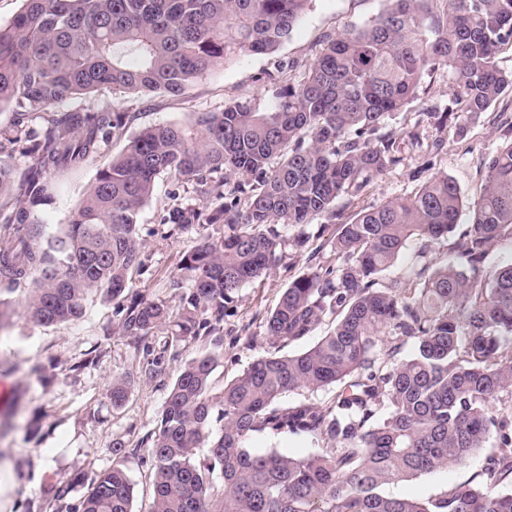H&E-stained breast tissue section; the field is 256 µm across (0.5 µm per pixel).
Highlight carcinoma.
I'll use <instances>...</instances> for the list:
<instances>
[{
    "label": "carcinoma",
    "mask_w": 512,
    "mask_h": 512,
    "mask_svg": "<svg viewBox=\"0 0 512 512\" xmlns=\"http://www.w3.org/2000/svg\"><path fill=\"white\" fill-rule=\"evenodd\" d=\"M439 2L432 8L430 3ZM309 0H23L0 25V156L23 150L19 179L0 159V294L25 293L42 326L81 320L92 295L116 300L112 334L152 356L144 375L165 372L152 337L171 342L224 330L225 305L260 278L286 245L276 225H336L307 270L284 290L264 324L272 347L333 330L308 350L271 353L213 392L214 359L182 365L155 431L148 512H512V265L484 260L512 242V142L486 166L481 193L464 203L457 183L434 174L414 194L362 207L342 220L338 202L366 187L418 147V132L388 128L419 96L422 75L448 70L452 98L418 113L438 131L464 128L512 87L499 50L512 45V0H390L358 30L327 36L302 80L260 111L248 101L199 112L190 124L142 129L99 172L67 224L44 235L35 212L73 170L123 134L126 113L60 106L102 86L114 91L184 93L212 71L282 44ZM166 173L194 196L167 211L180 233L205 226L172 278V307L133 292L145 269L139 215ZM468 207L452 264L383 279L411 238L423 247L448 238ZM416 351L400 359L402 345ZM135 383L116 374L106 398L123 406ZM336 388L325 405L288 406L300 389ZM257 433L309 435L304 457L254 452ZM493 452L471 480L424 499L384 487L465 463L489 438ZM126 442L112 439V467L67 512H134ZM207 452L200 456L197 449Z\"/></svg>",
    "instance_id": "obj_1"
}]
</instances>
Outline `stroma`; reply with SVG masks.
I'll return each instance as SVG.
<instances>
[{
  "label": "stroma",
  "instance_id": "1",
  "mask_svg": "<svg viewBox=\"0 0 512 512\" xmlns=\"http://www.w3.org/2000/svg\"><path fill=\"white\" fill-rule=\"evenodd\" d=\"M387 5V0H310L288 40L278 49L226 64L194 83L183 95L144 96L115 93L102 87L65 103V110L70 112L109 107L126 113L128 122L124 136L112 139L99 155L60 176L55 195L35 213L38 223L48 233L66 224L99 170L123 152L130 136L146 127L187 123L196 113L219 112L234 101H251L263 111L273 109L284 86L302 78L326 35L337 36L360 28ZM451 96L447 70L425 72L419 99L396 113L389 121L390 128H418L423 143H432L435 128L419 123L418 114L431 105H447ZM465 124L464 136L446 135L443 146L433 155L432 170L452 177L463 198L471 200L484 185L486 160L512 142V90H506L486 112L466 119ZM422 162L419 152L406 153L399 166L346 205L345 213L391 197L410 195L420 184L415 173ZM191 194L190 185L163 174L141 210L139 237L147 266L145 271L134 274L133 281L135 291L146 298H174L170 280L178 271L183 253L195 245L198 235L171 231L163 225L162 218ZM469 220V214H461L454 232L433 244L423 259L437 265L455 261V246ZM420 248V241H409L392 268V275H406L418 265L423 260L418 256ZM305 266V258L299 257L292 246L283 247L279 260L265 277L240 289L226 311L220 338L189 340L169 348L165 375L155 381L135 382L125 405L118 409L105 397L113 374L140 370L146 363V354L113 336L114 301L97 295L82 321L41 326L25 317L23 294H12V316L0 329V382L11 388L9 402L0 406V462L11 461L18 476L10 494L12 512H55L57 504L47 491L60 481H74V496L83 495L93 475L111 467L110 446L116 437L128 444L126 465L135 484L134 512H147L153 479L149 437L178 369L195 357L211 355L215 361L212 388L218 392L255 360L269 355L270 347L264 340L265 319ZM490 453V448H482L448 471L390 485L386 491L416 498L437 494L472 479L483 469Z\"/></svg>",
  "mask_w": 512,
  "mask_h": 512
}]
</instances>
